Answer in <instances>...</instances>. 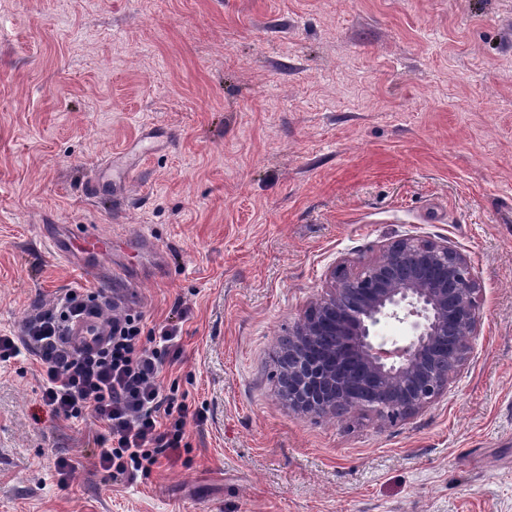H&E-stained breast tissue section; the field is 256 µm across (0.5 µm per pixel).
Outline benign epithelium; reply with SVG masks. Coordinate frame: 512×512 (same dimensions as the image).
Instances as JSON below:
<instances>
[{
  "label": "benign epithelium",
  "mask_w": 512,
  "mask_h": 512,
  "mask_svg": "<svg viewBox=\"0 0 512 512\" xmlns=\"http://www.w3.org/2000/svg\"><path fill=\"white\" fill-rule=\"evenodd\" d=\"M481 287L470 259L443 243L411 237L381 255L342 264L274 352L278 392L301 416L336 417L368 405L381 419L409 418L438 400L452 373L467 364L481 326ZM402 326L401 343L377 328Z\"/></svg>",
  "instance_id": "benign-epithelium-1"
}]
</instances>
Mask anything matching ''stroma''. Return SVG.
<instances>
[{
    "label": "stroma",
    "mask_w": 512,
    "mask_h": 512,
    "mask_svg": "<svg viewBox=\"0 0 512 512\" xmlns=\"http://www.w3.org/2000/svg\"><path fill=\"white\" fill-rule=\"evenodd\" d=\"M45 224L110 235L98 276ZM400 237L470 258V361L406 420L297 416L277 338ZM74 288L181 323L193 448L106 480L0 362V512H512V0H0V335Z\"/></svg>",
    "instance_id": "1"
}]
</instances>
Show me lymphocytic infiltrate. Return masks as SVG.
<instances>
[{"label": "lymphocytic infiltrate", "mask_w": 512, "mask_h": 512, "mask_svg": "<svg viewBox=\"0 0 512 512\" xmlns=\"http://www.w3.org/2000/svg\"><path fill=\"white\" fill-rule=\"evenodd\" d=\"M94 292L68 291L53 308L27 321L19 335L0 336V361L32 356L42 372V402L67 421L91 417L101 430L92 454L109 478L129 483L150 476L163 456L190 451L188 393L165 381L182 354V329L144 328L140 316L112 319L100 347H70L65 332L96 307Z\"/></svg>", "instance_id": "obj_1"}]
</instances>
